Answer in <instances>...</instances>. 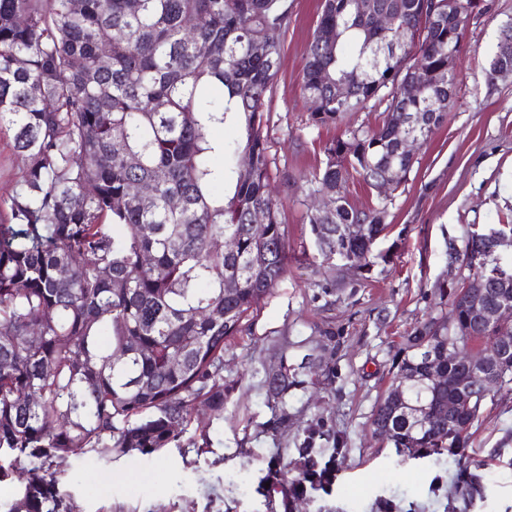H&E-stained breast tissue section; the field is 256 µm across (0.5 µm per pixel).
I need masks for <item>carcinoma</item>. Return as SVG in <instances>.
<instances>
[{
  "mask_svg": "<svg viewBox=\"0 0 512 512\" xmlns=\"http://www.w3.org/2000/svg\"><path fill=\"white\" fill-rule=\"evenodd\" d=\"M72 2L0 0V131L13 132L24 161L0 196V484L27 466L0 512H81L58 461L179 448L199 408L223 415L224 341L286 272L263 107L288 0H139L135 12L130 0ZM394 2L374 0L359 15L354 0H323L307 51L301 90L315 102L311 125L343 124L370 104L385 114L376 131L346 126L326 146L324 168L304 177L308 197L338 189L331 213L307 212L327 259L338 247L368 257L388 197L356 209L349 181L374 188L394 171L400 186L414 161L399 151L395 126L430 139L456 93L448 52L462 46L471 0H402L385 33L375 15ZM504 68L512 22L500 27L486 81ZM414 79L423 90L409 96L401 84ZM338 83L350 99L336 100ZM227 122L241 125L242 138L213 140L211 129ZM216 183L232 193L213 196ZM134 184L153 187L152 208L131 196ZM257 211L267 219L258 230ZM345 224L364 225L363 235L347 236ZM224 240L231 249L216 247ZM493 245L472 234L464 255ZM228 281L237 287L226 294ZM506 293L512 287L474 280L454 291L448 316L409 338L395 378L438 368L464 382L446 341L489 352L512 336V324L472 326L474 297L493 305ZM177 353L183 361L173 365ZM406 399L427 406L426 425L415 426L388 390L373 414L379 436L409 459L446 451L467 470L469 428L486 397L457 412L453 428L448 389L418 386Z\"/></svg>",
  "mask_w": 512,
  "mask_h": 512,
  "instance_id": "carcinoma-1",
  "label": "carcinoma"
}]
</instances>
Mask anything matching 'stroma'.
I'll return each mask as SVG.
<instances>
[{
  "label": "stroma",
  "instance_id": "35a3bbf8",
  "mask_svg": "<svg viewBox=\"0 0 512 512\" xmlns=\"http://www.w3.org/2000/svg\"><path fill=\"white\" fill-rule=\"evenodd\" d=\"M282 63L264 105V132L278 170L293 177L323 167L343 126L317 128L300 88L321 0H288ZM471 19L457 61L458 93L448 118L416 151L405 185L391 194L386 230L362 271L339 269L318 252L303 195L270 184L286 235V273L224 345V413L200 410L189 437L207 434L206 452L170 448L112 461H61V482L83 512H278L262 492L271 471L297 474L299 451L336 457L332 494L297 499L294 512H512V390L493 391L470 429L471 470L486 498L465 508L448 456L401 460L375 435L372 414L392 384L409 336L445 316L474 229L512 224V75L487 84L484 70L512 0H486ZM289 386L274 395L271 377ZM244 476L248 489L235 481Z\"/></svg>",
  "mask_w": 512,
  "mask_h": 512
}]
</instances>
